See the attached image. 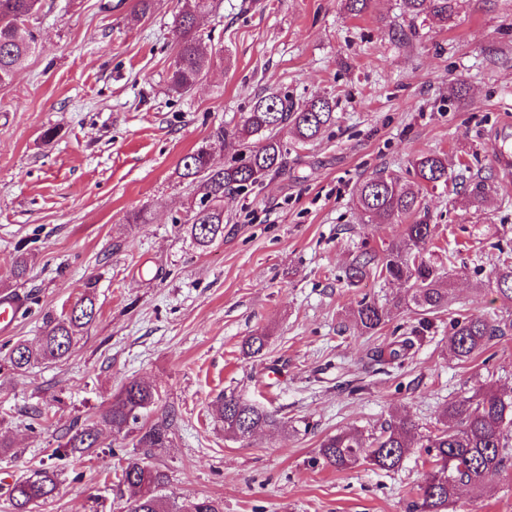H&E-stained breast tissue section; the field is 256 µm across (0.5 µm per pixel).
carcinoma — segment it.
<instances>
[{
	"label": "carcinoma",
	"mask_w": 512,
	"mask_h": 512,
	"mask_svg": "<svg viewBox=\"0 0 512 512\" xmlns=\"http://www.w3.org/2000/svg\"><path fill=\"white\" fill-rule=\"evenodd\" d=\"M404 12L415 20L426 13L441 22L448 21L458 0H402ZM42 8V0H0V87L12 83L27 58L38 49L29 23ZM213 8V0H184L175 30V53L168 73L170 90L184 94L194 89L221 58L223 51L206 43L199 31V19ZM335 119L331 101L316 97L301 109L276 93L258 98L241 125L230 131L219 126L213 138L222 142L232 137L246 145L244 158L222 169H214L205 146L186 154L181 176L199 182L202 196L198 208L185 222L186 232L199 248H207L224 239V195L241 192L256 185L270 173L280 172L287 150L279 133L287 128L300 140L316 138ZM420 183L436 187L448 184V164L438 154H422L413 161ZM358 210L375 224H399V237L379 253L365 250L355 257L347 271L354 285L364 279L397 281L407 285L403 297L392 305H380L361 299L353 310L354 323L367 333H375L393 317L412 307L421 316L419 327L408 336H398L375 351L377 361L391 365L402 361L414 348V338L432 325L428 316L448 309L449 288L445 273L432 259L427 246L435 235V225L427 221L419 193L386 171L358 183L355 188ZM490 283L503 301L512 302V262L503 261L493 272ZM97 315L94 294L83 296L71 310L46 321L37 347L14 345L0 360V369H26L45 361L65 358L77 336L84 333ZM512 331V317L493 319L484 315L460 314L453 320L450 354L461 362L478 356L495 336ZM267 336L248 337L244 354L251 358L262 353ZM158 400V394L141 380L127 382L97 420L75 425L63 448L91 450L99 447L105 431L120 434L138 423L141 414ZM224 435L245 442L253 435L284 430L288 422L275 410L235 394L224 395L217 415ZM172 420L163 417L139 427L138 448H165L170 442ZM427 449L431 471L418 485L419 512H448L457 489L467 485L478 489L488 479L508 469L512 447V396L491 388L479 389L470 396L448 402L439 419V427L429 435L406 416H395L377 434L363 435L344 431L326 437L318 449L324 464L336 470L368 464L379 470L395 471L410 449ZM120 481L126 487V512H222L219 502L210 498L169 502L162 495L167 475L139 459L122 469ZM59 485V473L42 468L17 479L9 490L12 512H33L53 497Z\"/></svg>",
	"instance_id": "cac0c4a2"
}]
</instances>
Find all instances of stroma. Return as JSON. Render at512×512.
I'll return each mask as SVG.
<instances>
[{
  "instance_id": "1",
  "label": "stroma",
  "mask_w": 512,
  "mask_h": 512,
  "mask_svg": "<svg viewBox=\"0 0 512 512\" xmlns=\"http://www.w3.org/2000/svg\"><path fill=\"white\" fill-rule=\"evenodd\" d=\"M133 4L44 0L31 23L37 52L0 87V294L26 300L0 331V357L37 344L46 317L69 310L91 280L98 307L67 360L0 371V437L11 443L0 450V512L16 479L55 467L59 488L36 512H124L119 478L139 457L166 473L170 497L213 498L224 512H414L424 449L390 472L336 470L317 449L395 415L427 432L447 402L481 385L512 392V333L466 363L448 354L453 312L512 314L488 285L512 254V168L500 159L512 148V0H459L446 23L411 22L402 0H372L356 17L343 0H216L200 29L224 61L182 96L167 83L180 0H155L137 23ZM271 92L298 107L328 97L336 119L307 142L282 131L285 169L227 195L223 241L198 249L183 224L201 192L180 161L206 145L214 167L234 163L243 146L213 131L240 124ZM49 127L58 135L46 144ZM424 153L463 178L422 189L412 162ZM382 170L421 191L452 298L393 368L372 354L417 314L364 335L351 313L364 298L392 302L404 285L344 275L354 252L400 234L352 201ZM479 179L488 191L475 207ZM141 210L148 223L128 225ZM21 254L29 265L18 280ZM260 333L263 355L244 356ZM133 379L159 394L142 423L172 415L168 447L120 434L53 456L73 424ZM230 392L279 411L287 429L225 438L214 415ZM448 512H512V469L459 488Z\"/></svg>"
}]
</instances>
